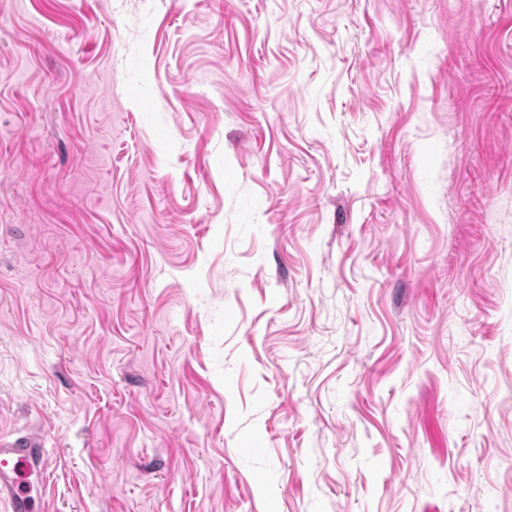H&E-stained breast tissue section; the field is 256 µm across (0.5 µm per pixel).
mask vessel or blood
Returning <instances> with one entry per match:
<instances>
[{"instance_id":"b4317fda","label":"vessel or blood","mask_w":512,"mask_h":512,"mask_svg":"<svg viewBox=\"0 0 512 512\" xmlns=\"http://www.w3.org/2000/svg\"><path fill=\"white\" fill-rule=\"evenodd\" d=\"M45 443L41 431L0 437V499L8 500L12 512H35L41 498L40 491L22 484L20 474H42Z\"/></svg>"}]
</instances>
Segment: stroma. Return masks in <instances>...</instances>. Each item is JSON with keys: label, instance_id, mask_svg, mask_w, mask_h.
I'll return each mask as SVG.
<instances>
[{"label": "stroma", "instance_id": "stroma-1", "mask_svg": "<svg viewBox=\"0 0 512 512\" xmlns=\"http://www.w3.org/2000/svg\"><path fill=\"white\" fill-rule=\"evenodd\" d=\"M38 512H512V0H0V434ZM45 443L39 430L9 438L0 437V499L10 502L12 512H34L41 498L40 491L31 485L22 484L21 472L36 474L42 487Z\"/></svg>", "mask_w": 512, "mask_h": 512}]
</instances>
